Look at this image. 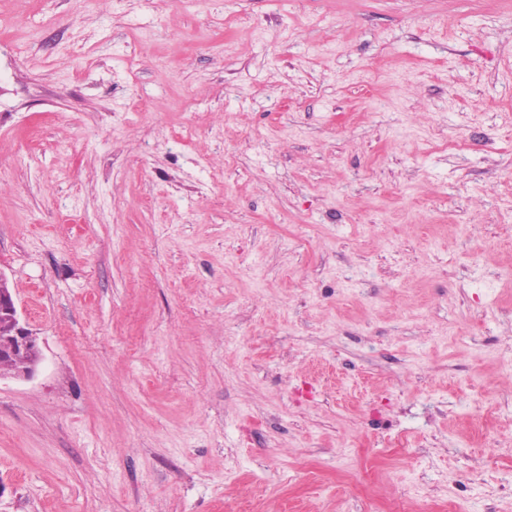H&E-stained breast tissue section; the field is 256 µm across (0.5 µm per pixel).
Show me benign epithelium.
Instances as JSON below:
<instances>
[{
	"label": "benign epithelium",
	"instance_id": "7a95c632",
	"mask_svg": "<svg viewBox=\"0 0 512 512\" xmlns=\"http://www.w3.org/2000/svg\"><path fill=\"white\" fill-rule=\"evenodd\" d=\"M0 356L26 358L21 368L10 372V376L17 379L32 377L41 362L37 337L20 322L13 294L2 273H0Z\"/></svg>",
	"mask_w": 512,
	"mask_h": 512
}]
</instances>
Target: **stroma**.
Segmentation results:
<instances>
[{
  "instance_id": "stroma-1",
  "label": "stroma",
  "mask_w": 512,
  "mask_h": 512,
  "mask_svg": "<svg viewBox=\"0 0 512 512\" xmlns=\"http://www.w3.org/2000/svg\"><path fill=\"white\" fill-rule=\"evenodd\" d=\"M0 512H512V0H0ZM0 356L26 358L25 364L8 375L17 379L32 377L41 362L37 337L20 322L13 294L4 274L0 272Z\"/></svg>"
}]
</instances>
